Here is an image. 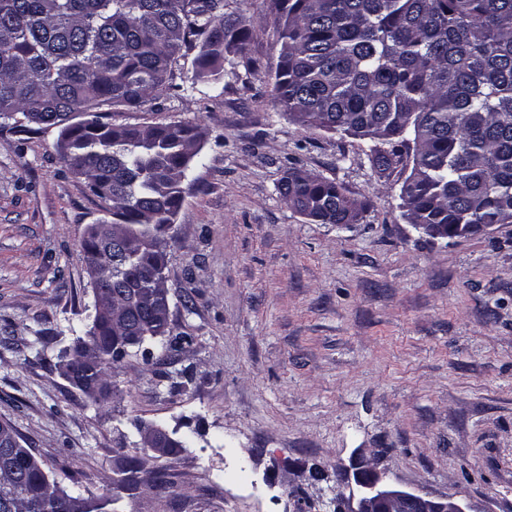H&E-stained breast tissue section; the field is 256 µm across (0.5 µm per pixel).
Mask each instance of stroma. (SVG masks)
Instances as JSON below:
<instances>
[{
    "mask_svg": "<svg viewBox=\"0 0 512 512\" xmlns=\"http://www.w3.org/2000/svg\"><path fill=\"white\" fill-rule=\"evenodd\" d=\"M249 30L219 83L173 87L113 123L203 133L174 218L170 335L112 368L96 403L58 355L83 335L93 292L81 241L112 210L71 173L58 129L0 128V421L50 478L103 512H336L364 461L410 492L468 512H512V224L428 239L409 224L403 165L373 141L304 130L276 104L275 0H228ZM298 167L367 202L317 224L282 200ZM187 439L150 463L168 495L118 492L137 427Z\"/></svg>",
    "mask_w": 512,
    "mask_h": 512,
    "instance_id": "1",
    "label": "stroma"
}]
</instances>
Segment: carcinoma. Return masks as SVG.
<instances>
[{
	"label": "carcinoma",
	"mask_w": 512,
	"mask_h": 512,
	"mask_svg": "<svg viewBox=\"0 0 512 512\" xmlns=\"http://www.w3.org/2000/svg\"><path fill=\"white\" fill-rule=\"evenodd\" d=\"M280 49L276 101L304 129L378 141L377 167L409 162L401 192L411 224H512V0H276ZM246 29L226 0H0V121L29 131L69 113L86 127L64 155L70 169L108 186L115 252L82 241L86 263L114 290L117 322L133 335L169 334L161 321L131 317L169 243L189 171L201 152L199 127L174 122L113 125L105 108L140 109L170 87L183 50L200 47L192 84L221 78L245 47ZM280 195L319 224H343L366 203L331 180L293 168ZM85 336L59 362L92 359L74 386L108 376L117 339L88 315ZM0 475V512H97L67 494L26 448Z\"/></svg>",
	"instance_id": "1"
}]
</instances>
